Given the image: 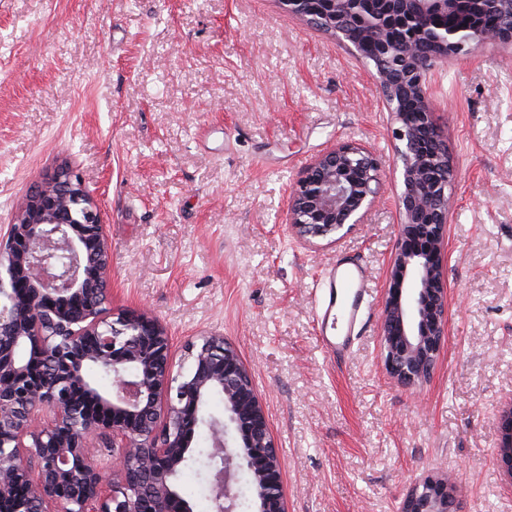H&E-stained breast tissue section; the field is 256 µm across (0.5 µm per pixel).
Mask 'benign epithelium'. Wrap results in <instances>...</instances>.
<instances>
[{
    "instance_id": "benign-epithelium-1",
    "label": "benign epithelium",
    "mask_w": 512,
    "mask_h": 512,
    "mask_svg": "<svg viewBox=\"0 0 512 512\" xmlns=\"http://www.w3.org/2000/svg\"><path fill=\"white\" fill-rule=\"evenodd\" d=\"M498 12L495 29L450 22L460 0H280L288 13L357 51L376 40V79L389 112L401 190L398 246L383 302L381 355L405 386L431 375L448 322L443 285L449 189L457 172L428 86L434 63L512 43V0H474ZM414 96L418 121L401 106ZM381 183L366 147L337 144L295 181L288 224L305 241L363 223ZM112 249L101 209L67 164L45 177L0 232V512H193L178 492L194 433L211 437L215 512H234L238 469L255 476L259 512H285L281 462L265 408L237 350L206 336L176 365L171 339L145 313H112ZM112 377L101 390L95 372ZM224 398V415L208 411ZM499 456L512 475V399L498 417ZM118 465L107 474L98 449ZM456 487L426 477L400 512H458Z\"/></svg>"
}]
</instances>
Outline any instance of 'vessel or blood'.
I'll return each instance as SVG.
<instances>
[{"label":"vessel or blood","instance_id":"1","mask_svg":"<svg viewBox=\"0 0 512 512\" xmlns=\"http://www.w3.org/2000/svg\"><path fill=\"white\" fill-rule=\"evenodd\" d=\"M373 288L366 269L339 260L325 272L318 288L314 321L326 354H349L357 340L366 312L371 308Z\"/></svg>","mask_w":512,"mask_h":512}]
</instances>
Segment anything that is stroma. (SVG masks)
<instances>
[{
	"instance_id": "obj_1",
	"label": "stroma",
	"mask_w": 512,
	"mask_h": 512,
	"mask_svg": "<svg viewBox=\"0 0 512 512\" xmlns=\"http://www.w3.org/2000/svg\"><path fill=\"white\" fill-rule=\"evenodd\" d=\"M429 94L458 175L448 334L405 387L380 354L397 246L393 123L372 68L279 0H0V228L69 164L105 218L113 309L171 338L234 345L265 406L286 512H397L428 476L463 512H512L496 415L512 397V47L436 62ZM364 145L382 184L336 242L287 224L298 176ZM343 258L373 306L352 354H326L311 290Z\"/></svg>"
}]
</instances>
